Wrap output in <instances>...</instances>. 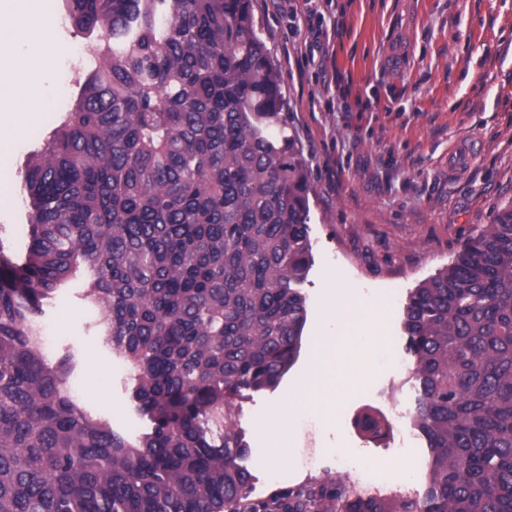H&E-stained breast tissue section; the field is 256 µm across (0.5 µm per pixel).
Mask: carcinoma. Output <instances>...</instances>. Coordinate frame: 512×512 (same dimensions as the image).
I'll list each match as a JSON object with an SVG mask.
<instances>
[{
  "label": "carcinoma",
  "mask_w": 512,
  "mask_h": 512,
  "mask_svg": "<svg viewBox=\"0 0 512 512\" xmlns=\"http://www.w3.org/2000/svg\"><path fill=\"white\" fill-rule=\"evenodd\" d=\"M102 32L75 104L18 171L0 238V512H512V208L404 307L423 501L323 486L247 499L231 411L306 323L310 177L251 0H64ZM77 287L150 431L87 413L38 315ZM372 436L385 424L358 419Z\"/></svg>",
  "instance_id": "obj_1"
}]
</instances>
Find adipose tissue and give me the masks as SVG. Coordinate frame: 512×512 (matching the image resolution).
<instances>
[{"instance_id": "adipose-tissue-1", "label": "adipose tissue", "mask_w": 512, "mask_h": 512, "mask_svg": "<svg viewBox=\"0 0 512 512\" xmlns=\"http://www.w3.org/2000/svg\"><path fill=\"white\" fill-rule=\"evenodd\" d=\"M51 0H0V159L14 139L35 123L47 99L45 72L55 49ZM351 290L340 289L329 304L336 333L318 336L311 347V366L293 401L277 407L274 417L288 423L293 411L314 406L333 415L340 389L351 387L368 372L357 336L378 341L379 313L358 314Z\"/></svg>"}]
</instances>
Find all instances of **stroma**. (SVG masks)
<instances>
[{"mask_svg":"<svg viewBox=\"0 0 512 512\" xmlns=\"http://www.w3.org/2000/svg\"><path fill=\"white\" fill-rule=\"evenodd\" d=\"M255 31L279 73L288 129L310 173L309 234L312 263L300 291L306 301L307 336L333 330L328 302L336 289L383 307L380 333L405 350L402 318L409 294L444 270L498 210L512 205V0H252ZM51 103L14 142L7 167L16 170L35 150L78 92L60 98L65 68L88 71L91 54L73 59L74 43L87 36L54 13ZM404 51L406 73L386 76L380 59L388 32ZM465 140L480 154L449 174L448 159ZM52 333L49 354L72 353L77 367L68 386L92 415L107 419L127 439L151 422L134 407L129 370L98 335L94 313L77 292L58 296L40 316ZM306 355L273 388L243 392L234 412L250 452L241 464L251 475L247 494L319 486L336 476L337 451L354 450L364 467L388 471L392 481L376 492L387 502L423 500L427 490L425 441L400 450L387 437L353 435L337 442L328 431L304 427L295 415L290 453L274 466L261 461L272 432L256 421L295 395ZM417 392L406 368L374 363L368 379L346 391L336 409L354 417L385 410L400 400L413 413ZM320 467L307 468V454Z\"/></svg>","mask_w":512,"mask_h":512,"instance_id":"35a3bbf8","label":"stroma"}]
</instances>
